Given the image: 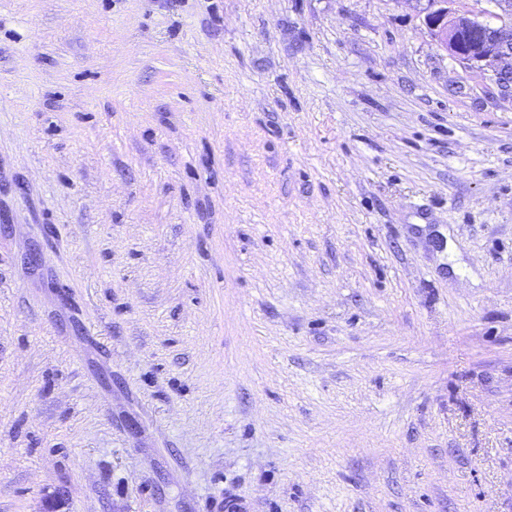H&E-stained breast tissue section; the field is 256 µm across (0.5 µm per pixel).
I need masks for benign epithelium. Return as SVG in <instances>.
Listing matches in <instances>:
<instances>
[{"instance_id":"benign-epithelium-1","label":"benign epithelium","mask_w":512,"mask_h":512,"mask_svg":"<svg viewBox=\"0 0 512 512\" xmlns=\"http://www.w3.org/2000/svg\"><path fill=\"white\" fill-rule=\"evenodd\" d=\"M439 47L465 68L488 74L512 94V0H488L495 11L474 13L456 0H409Z\"/></svg>"}]
</instances>
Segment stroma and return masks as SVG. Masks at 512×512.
<instances>
[{"instance_id": "obj_1", "label": "stroma", "mask_w": 512, "mask_h": 512, "mask_svg": "<svg viewBox=\"0 0 512 512\" xmlns=\"http://www.w3.org/2000/svg\"><path fill=\"white\" fill-rule=\"evenodd\" d=\"M512 512V100L411 0H0V512Z\"/></svg>"}]
</instances>
